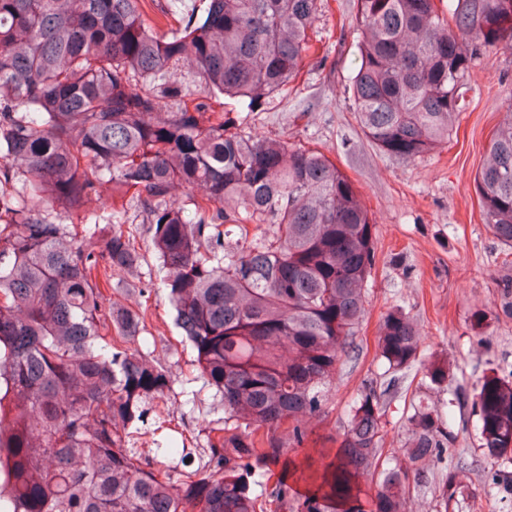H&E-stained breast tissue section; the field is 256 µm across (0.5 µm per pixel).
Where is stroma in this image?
<instances>
[{"label": "stroma", "mask_w": 512, "mask_h": 512, "mask_svg": "<svg viewBox=\"0 0 512 512\" xmlns=\"http://www.w3.org/2000/svg\"><path fill=\"white\" fill-rule=\"evenodd\" d=\"M355 12L356 0H328L313 25L316 52L301 78L249 119L252 133L319 149L334 161L355 184L375 224V263L355 335L359 356L341 365L327 415L312 420V435L330 444L343 433L348 404L382 372L377 358L381 317L391 306H403L417 324L424 351L447 354L454 365L448 388L437 393V400H448L457 390L467 398L455 412L457 437L446 461L463 456L478 462L465 474V494L457 504L440 508L433 489L426 487L412 492L411 506L414 512H501L486 479L494 463L482 457L470 400L485 376L512 377V317L501 312V290L512 282V248L485 224L475 178L495 128L512 111V49L475 59L467 80L468 104L447 145L401 159L369 142L345 94L359 65L351 24ZM139 242L144 262L114 275L111 295L123 299L129 288L149 295L146 336L174 378L164 417L188 447L203 448L205 425L224 412L197 377L196 351L174 325L148 235ZM478 310L488 318L479 330L472 321ZM186 388L198 391L196 404L186 403Z\"/></svg>", "instance_id": "35a3bbf8"}]
</instances>
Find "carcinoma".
Segmentation results:
<instances>
[{
	"label": "carcinoma",
	"mask_w": 512,
	"mask_h": 512,
	"mask_svg": "<svg viewBox=\"0 0 512 512\" xmlns=\"http://www.w3.org/2000/svg\"><path fill=\"white\" fill-rule=\"evenodd\" d=\"M144 4L0 0V512H365L367 474L371 512H410V490L455 442L460 396L409 400V463L393 466L387 398L418 365L428 388L448 384V357L425 356L391 307L387 387L351 402L336 449L307 448L355 349L374 224L324 153L247 131L299 77L322 3L204 0L162 22ZM355 31L352 109L373 146L411 159L448 143L477 53L512 49V0H356ZM476 183L512 247V114ZM105 186L146 214L175 324L223 406L196 456L135 446L172 379L141 336L149 305L107 300L112 274L144 254L126 210L88 207ZM473 407L483 457L511 461L512 382L484 378ZM468 467L442 470L440 504L458 501ZM488 475L512 503V471Z\"/></svg>",
	"instance_id": "1"
}]
</instances>
